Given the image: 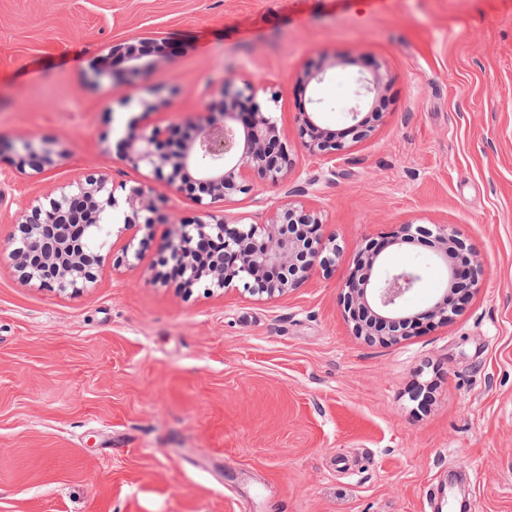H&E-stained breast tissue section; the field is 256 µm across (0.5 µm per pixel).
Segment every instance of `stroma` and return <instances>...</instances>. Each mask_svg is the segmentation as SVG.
<instances>
[{"label":"stroma","mask_w":512,"mask_h":512,"mask_svg":"<svg viewBox=\"0 0 512 512\" xmlns=\"http://www.w3.org/2000/svg\"><path fill=\"white\" fill-rule=\"evenodd\" d=\"M135 37L170 48L138 80L90 84ZM362 71L382 77L372 132L305 155L308 99L342 133ZM230 77L254 81L292 170L217 209L319 207L334 271L273 299L188 295L147 280L162 222L79 295L21 279L17 212L84 174L192 217L113 149L130 119L179 123ZM25 139L56 162L32 175L0 151V512H426L452 473L470 512H512V0H0V140ZM398 224L455 225L486 279L448 324L371 344L340 288L366 248L421 266L410 310L448 283L429 249L387 245Z\"/></svg>","instance_id":"1"}]
</instances>
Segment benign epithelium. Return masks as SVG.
I'll return each mask as SVG.
<instances>
[{"mask_svg": "<svg viewBox=\"0 0 512 512\" xmlns=\"http://www.w3.org/2000/svg\"><path fill=\"white\" fill-rule=\"evenodd\" d=\"M160 47L155 39L140 38L112 46V55L125 67L118 73L99 72L93 82L109 77L130 80L151 67V53ZM381 77L362 73L357 79L349 110L350 129L356 137L368 132L362 117L372 95L379 92ZM219 105H207L189 121L193 134L174 141L159 126L132 125L116 144L119 160L145 168L150 178L187 192L198 216L192 222L171 224L161 245L151 281L163 280L169 267L182 279L183 288H236L251 296L273 298L307 282L316 273H329L336 266L339 249L335 239L322 232L319 210L288 202L276 209L264 224L228 221L214 210V203L247 194L259 186H278L288 180L291 163L288 149L272 119L256 102L251 84L227 80ZM300 147L315 158L331 160L345 144L331 138L319 123L316 107L300 115ZM19 169L42 173L52 160L42 145L23 140L13 148ZM193 171L198 185L185 182ZM103 176L76 180L51 196L32 200L16 217L10 257L24 280L61 293H78L95 281L94 269L103 255L85 250L82 238L102 223L108 212L127 227L144 229L139 241L126 239L119 256L112 260L117 270L140 257L152 239L158 221L153 198L143 187L122 195ZM417 224H399L390 234V244L408 243ZM429 233L433 256L448 266V283L468 277L466 291L478 288L485 277L480 263L464 274L450 261V248L466 247L451 224H434ZM422 276L415 266L396 267L384 262L381 252L357 260L355 270L342 284L344 311L357 335L371 342L399 340L424 322L448 323L454 301L445 293L423 311L403 306L404 297L418 287Z\"/></svg>", "mask_w": 512, "mask_h": 512, "instance_id": "1", "label": "benign epithelium"}]
</instances>
